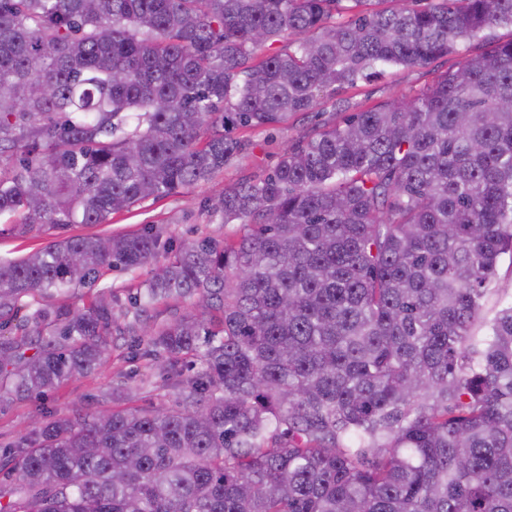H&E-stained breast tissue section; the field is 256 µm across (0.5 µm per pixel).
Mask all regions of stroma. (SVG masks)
Wrapping results in <instances>:
<instances>
[{
	"label": "stroma",
	"mask_w": 512,
	"mask_h": 512,
	"mask_svg": "<svg viewBox=\"0 0 512 512\" xmlns=\"http://www.w3.org/2000/svg\"><path fill=\"white\" fill-rule=\"evenodd\" d=\"M462 61V55L454 54L437 58L421 68L384 67L355 86L333 95H322L312 110L297 113L276 128L233 129V137L245 141L246 149L223 170L180 193L147 198L129 210L112 214L107 223L76 224L63 231L43 226L18 238L9 232L5 222L0 221V261L25 257L63 234H126L151 225L164 226L177 245L204 236L218 240L236 239L243 232L242 225L225 224L210 216L202 208L204 201L220 196L226 186L245 179L254 180L270 172L289 145L312 135L323 125L341 122L376 105L411 97L427 87L436 75L457 67ZM511 301L512 256L505 254L497 265L491 289L483 300L480 318L472 324L471 333L481 334L484 320ZM108 349L107 362L97 372L66 380L43 396L22 401L0 400V445L17 440L49 415H64L76 409L88 413L130 408L147 410L166 396V387L159 377L148 371L146 360L133 359L129 337L112 336Z\"/></svg>",
	"instance_id": "35a3bbf8"
}]
</instances>
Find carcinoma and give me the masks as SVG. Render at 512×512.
I'll return each mask as SVG.
<instances>
[{
	"label": "carcinoma",
	"mask_w": 512,
	"mask_h": 512,
	"mask_svg": "<svg viewBox=\"0 0 512 512\" xmlns=\"http://www.w3.org/2000/svg\"><path fill=\"white\" fill-rule=\"evenodd\" d=\"M0 0V217L105 224L178 193L378 66L469 55L416 96L291 145L205 210L240 238L150 226L0 262V389L91 373L116 331L170 406L68 415L0 446V512H512V0ZM285 38L296 48L257 58ZM154 269L121 307L46 299ZM206 314L157 324L161 300ZM490 288L483 300L480 318L470 328L471 334H481L484 330L483 321L491 318L501 305L512 301V265L509 254H504L500 258Z\"/></svg>",
	"instance_id": "1"
}]
</instances>
